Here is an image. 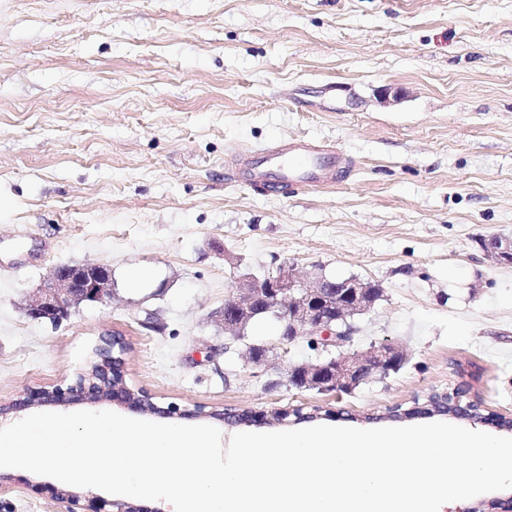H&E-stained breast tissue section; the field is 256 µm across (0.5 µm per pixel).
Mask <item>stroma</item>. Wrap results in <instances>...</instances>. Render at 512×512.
<instances>
[{
  "mask_svg": "<svg viewBox=\"0 0 512 512\" xmlns=\"http://www.w3.org/2000/svg\"><path fill=\"white\" fill-rule=\"evenodd\" d=\"M330 141L326 189L225 177L237 150ZM512 0H0V403L69 384L105 333L126 384L190 411L388 414L466 383L512 420ZM112 267V297L60 325L28 296L62 264ZM382 285L349 346L403 347L388 378L298 390L272 324L225 344L213 314L281 265ZM272 350L253 365L249 344ZM0 470V512H86L106 492ZM482 247L487 257L501 266H512V238L490 236L484 239Z\"/></svg>",
  "mask_w": 512,
  "mask_h": 512,
  "instance_id": "stroma-1",
  "label": "stroma"
}]
</instances>
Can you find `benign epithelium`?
I'll return each instance as SVG.
<instances>
[{
  "instance_id": "7a95c632",
  "label": "benign epithelium",
  "mask_w": 512,
  "mask_h": 512,
  "mask_svg": "<svg viewBox=\"0 0 512 512\" xmlns=\"http://www.w3.org/2000/svg\"><path fill=\"white\" fill-rule=\"evenodd\" d=\"M487 257L501 266H512V238L491 236L482 242ZM112 296V268L104 263L60 265L50 282L31 297L25 313L34 320L59 324L71 308L82 304H101ZM383 296V288L356 276L329 279L317 275L311 279L296 276L290 268L280 267L261 279L247 281L246 288L224 300L214 317L224 327V339L235 342L246 335L250 321L260 314L276 319L280 342L294 343L307 336L325 356L314 362L296 363L288 369V384L300 390L348 392L373 377L386 378L406 361L396 344L371 345L361 353H344L340 348L351 342L356 332L353 318L374 307ZM123 358L100 354L96 367L78 375L66 387L45 388L35 394L0 405V415L32 406L69 403L95 404L119 401L139 414L182 418L191 415L175 404L160 406L144 391L135 392L124 382ZM427 414L434 411L456 418L482 421L478 405L461 403L449 394H432Z\"/></svg>"
}]
</instances>
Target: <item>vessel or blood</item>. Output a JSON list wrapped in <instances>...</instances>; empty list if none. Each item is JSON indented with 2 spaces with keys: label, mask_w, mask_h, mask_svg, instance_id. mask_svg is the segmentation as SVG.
<instances>
[{
  "label": "vessel or blood",
  "mask_w": 512,
  "mask_h": 512,
  "mask_svg": "<svg viewBox=\"0 0 512 512\" xmlns=\"http://www.w3.org/2000/svg\"><path fill=\"white\" fill-rule=\"evenodd\" d=\"M353 166L333 145L305 141L274 142L258 151L246 150L228 164V175L257 191L323 187L350 175Z\"/></svg>",
  "instance_id": "1"
}]
</instances>
